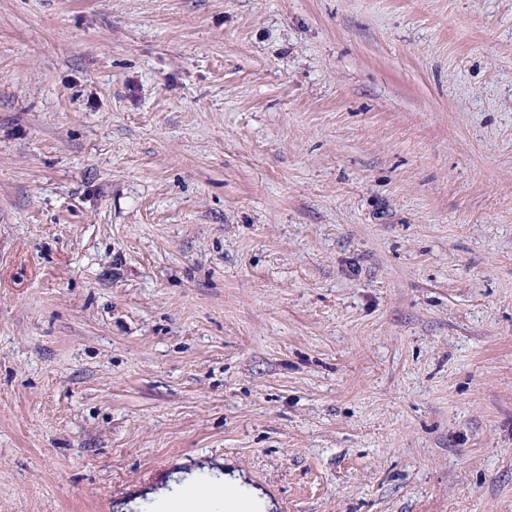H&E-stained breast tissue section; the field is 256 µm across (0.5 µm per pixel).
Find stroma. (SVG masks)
Masks as SVG:
<instances>
[{"mask_svg": "<svg viewBox=\"0 0 512 512\" xmlns=\"http://www.w3.org/2000/svg\"><path fill=\"white\" fill-rule=\"evenodd\" d=\"M512 512V0H0V512ZM211 470L220 474L221 479L212 477L210 481H202V477L197 478L199 470L173 474L168 483L172 490H162L156 497L158 511H167L166 509L170 508L175 501L194 494L207 497L209 500L215 497L223 498L226 511L240 509L239 495L244 496L248 511L268 512L274 509V505L267 495L247 485L244 474L238 471L232 472L231 469H226V472L222 473L220 467L211 468ZM224 509L223 511H225Z\"/></svg>", "mask_w": 512, "mask_h": 512, "instance_id": "obj_1", "label": "stroma"}]
</instances>
